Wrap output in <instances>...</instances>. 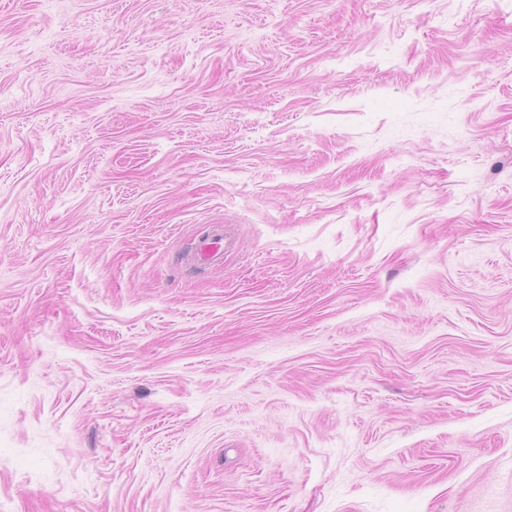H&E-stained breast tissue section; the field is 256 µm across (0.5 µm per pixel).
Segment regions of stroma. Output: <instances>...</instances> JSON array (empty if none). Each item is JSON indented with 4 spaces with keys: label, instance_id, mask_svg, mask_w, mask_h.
Listing matches in <instances>:
<instances>
[{
    "label": "stroma",
    "instance_id": "stroma-1",
    "mask_svg": "<svg viewBox=\"0 0 512 512\" xmlns=\"http://www.w3.org/2000/svg\"><path fill=\"white\" fill-rule=\"evenodd\" d=\"M0 512H512V0H0ZM225 247L224 228L219 226L210 236L196 243L193 259L200 265L220 264L224 260Z\"/></svg>",
    "mask_w": 512,
    "mask_h": 512
}]
</instances>
